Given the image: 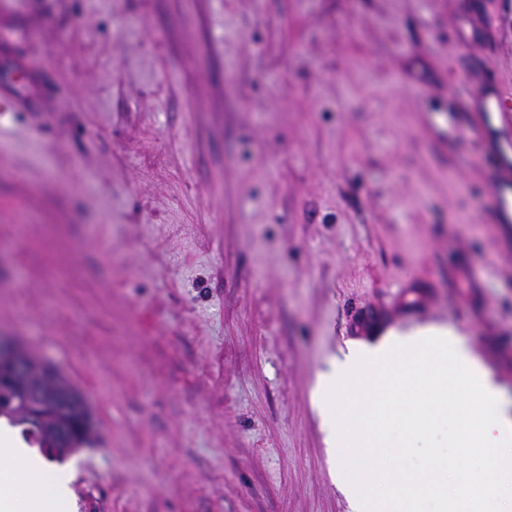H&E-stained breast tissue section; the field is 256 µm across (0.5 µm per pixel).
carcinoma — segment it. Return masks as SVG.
Instances as JSON below:
<instances>
[{"label":"carcinoma","instance_id":"cac0c4a2","mask_svg":"<svg viewBox=\"0 0 512 512\" xmlns=\"http://www.w3.org/2000/svg\"><path fill=\"white\" fill-rule=\"evenodd\" d=\"M0 417L59 461L88 444L94 430L87 396L37 357L22 376L0 370Z\"/></svg>","mask_w":512,"mask_h":512}]
</instances>
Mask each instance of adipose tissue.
Here are the masks:
<instances>
[{
    "label": "adipose tissue",
    "instance_id": "adipose-tissue-1",
    "mask_svg": "<svg viewBox=\"0 0 512 512\" xmlns=\"http://www.w3.org/2000/svg\"><path fill=\"white\" fill-rule=\"evenodd\" d=\"M70 483L64 470L23 446L0 418V512H63Z\"/></svg>",
    "mask_w": 512,
    "mask_h": 512
}]
</instances>
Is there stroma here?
Listing matches in <instances>:
<instances>
[{"instance_id": "obj_1", "label": "stroma", "mask_w": 512, "mask_h": 512, "mask_svg": "<svg viewBox=\"0 0 512 512\" xmlns=\"http://www.w3.org/2000/svg\"><path fill=\"white\" fill-rule=\"evenodd\" d=\"M0 335L69 377L73 512H349L310 399L454 327L512 414V0H0Z\"/></svg>"}]
</instances>
